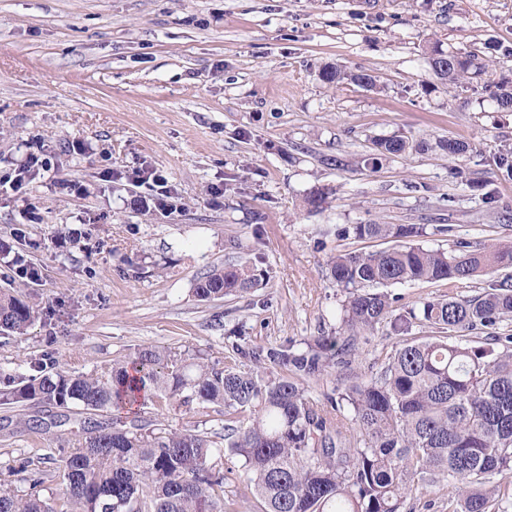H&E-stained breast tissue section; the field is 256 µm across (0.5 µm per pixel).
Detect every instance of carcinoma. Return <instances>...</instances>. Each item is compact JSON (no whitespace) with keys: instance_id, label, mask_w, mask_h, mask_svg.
Returning <instances> with one entry per match:
<instances>
[{"instance_id":"cac0c4a2","label":"carcinoma","mask_w":512,"mask_h":512,"mask_svg":"<svg viewBox=\"0 0 512 512\" xmlns=\"http://www.w3.org/2000/svg\"><path fill=\"white\" fill-rule=\"evenodd\" d=\"M438 78L459 83L472 61L440 49ZM329 83L347 78L373 84L368 74L326 68ZM381 154L399 156L398 137L376 143ZM417 224H353L341 231L358 239H393L397 244L334 256L328 272L346 293L342 324L334 336H315L303 350L247 351L245 371L187 362L156 346L100 375L58 369L0 390V402H36L53 410L33 417L31 429L60 427L66 410L79 406L83 441L65 458L61 477L70 512H223L214 497L224 473L213 462L221 449L244 460L264 512H400L414 490L443 480L456 492L452 512H491L492 503L512 499L488 484L487 476L512 470V336L490 333L471 345L466 334L492 329L512 316V278L495 280L475 295L426 300L406 316L390 319L393 285L468 284L512 267V240L481 248L458 241L450 252L403 244L417 237ZM264 271L246 262L214 268L195 284V297L212 301L260 285ZM418 319L432 335L404 340L379 373L358 380L327 402L335 417L307 395L305 383L334 364L352 367L358 338L391 321L395 334ZM32 308L0 292V334H26ZM288 377L268 375L271 367ZM194 399L224 408V446L203 433L152 428L140 408L156 398ZM114 410L117 415L106 416ZM248 411L251 424L233 425ZM358 426L348 433L346 421ZM0 512H54L36 496L23 498L0 484Z\"/></svg>"}]
</instances>
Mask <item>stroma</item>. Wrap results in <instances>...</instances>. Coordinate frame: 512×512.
Here are the masks:
<instances>
[{
    "label": "stroma",
    "instance_id": "obj_1",
    "mask_svg": "<svg viewBox=\"0 0 512 512\" xmlns=\"http://www.w3.org/2000/svg\"><path fill=\"white\" fill-rule=\"evenodd\" d=\"M437 48L473 69L441 81ZM331 66L374 84L324 82ZM504 83L512 0H0V175L35 143L50 162L23 192L0 187V289L35 315L27 335H0V388L38 366L99 373L144 345L243 371L237 337L302 350L335 335L346 295L329 257L384 247L337 236L351 224H417L416 244L447 251L512 238V178L495 165L512 144L492 97ZM394 136L406 153L378 156ZM448 139L468 152L448 155ZM153 172L176 211L139 206ZM18 253L38 280L22 281ZM239 261L268 279L195 297L198 278ZM399 342L387 326L359 338L357 372H379ZM42 412L0 405V481L67 512L66 451L25 425ZM141 416L224 436L209 404L156 399ZM217 463L223 512H262L243 460Z\"/></svg>",
    "mask_w": 512,
    "mask_h": 512
}]
</instances>
